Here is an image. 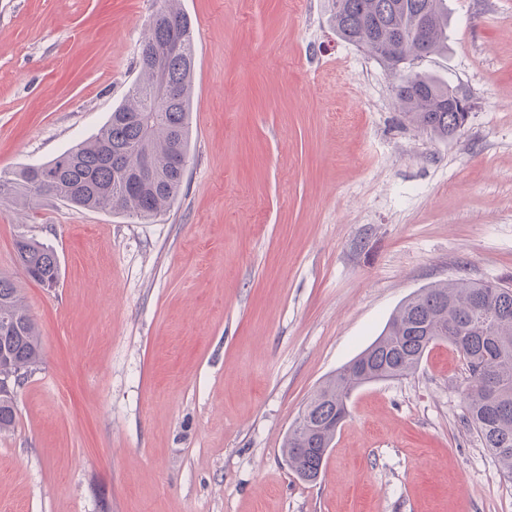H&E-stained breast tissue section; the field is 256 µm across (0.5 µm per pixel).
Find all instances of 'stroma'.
Returning a JSON list of instances; mask_svg holds the SVG:
<instances>
[{
  "label": "stroma",
  "mask_w": 512,
  "mask_h": 512,
  "mask_svg": "<svg viewBox=\"0 0 512 512\" xmlns=\"http://www.w3.org/2000/svg\"><path fill=\"white\" fill-rule=\"evenodd\" d=\"M447 2L448 50L415 68L469 97L453 138L405 121L398 76L328 0H181L196 66L171 208L0 201V274L43 350L0 434V512H512L445 343L352 393L316 483L281 452L408 296L512 285V0ZM159 5L0 0V172L98 132ZM22 234L55 251L56 287L17 263Z\"/></svg>",
  "instance_id": "35a3bbf8"
}]
</instances>
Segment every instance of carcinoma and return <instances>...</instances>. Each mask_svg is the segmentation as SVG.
<instances>
[{
    "instance_id": "cac0c4a2",
    "label": "carcinoma",
    "mask_w": 512,
    "mask_h": 512,
    "mask_svg": "<svg viewBox=\"0 0 512 512\" xmlns=\"http://www.w3.org/2000/svg\"><path fill=\"white\" fill-rule=\"evenodd\" d=\"M336 35L366 48L387 69L405 75L394 93L407 119L440 140L456 135L467 120L448 84L414 70L415 59L448 49L445 0H331ZM178 52L151 60L173 35ZM195 28L178 0H161L143 34L140 75L99 133L13 177L0 175V197H51L87 210L126 213L150 220L166 213L184 182L190 147ZM170 93L160 97L156 66ZM150 166L156 181L124 188L127 178ZM16 260L33 281L53 288L60 278L52 248L25 236L15 241ZM0 373H18L17 387L0 391V433L16 419L15 394L42 359L37 328L15 283L0 276ZM452 345L469 374L464 392L466 421L512 480V288L457 279L407 298L381 333L314 392L304 409L306 430L288 433L282 453L301 480H318L336 431L347 416L350 392L372 381L414 372L430 340Z\"/></svg>"
}]
</instances>
